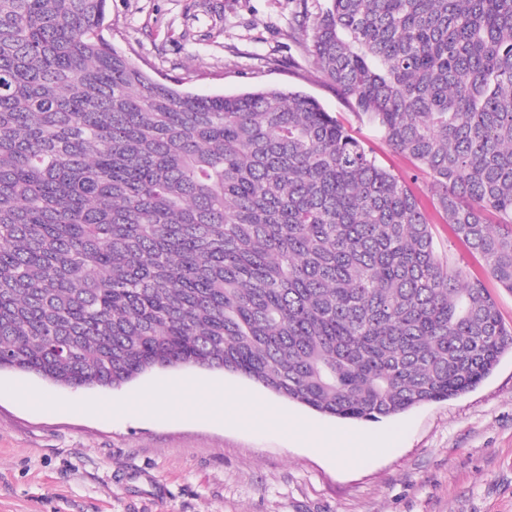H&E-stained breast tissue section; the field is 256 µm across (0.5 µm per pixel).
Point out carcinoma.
<instances>
[{
    "label": "carcinoma",
    "mask_w": 512,
    "mask_h": 512,
    "mask_svg": "<svg viewBox=\"0 0 512 512\" xmlns=\"http://www.w3.org/2000/svg\"><path fill=\"white\" fill-rule=\"evenodd\" d=\"M107 10L0 0V371L194 366L377 422L512 352L483 280L315 98L182 92L105 39ZM313 30L324 80L512 292V0H326Z\"/></svg>",
    "instance_id": "carcinoma-1"
}]
</instances>
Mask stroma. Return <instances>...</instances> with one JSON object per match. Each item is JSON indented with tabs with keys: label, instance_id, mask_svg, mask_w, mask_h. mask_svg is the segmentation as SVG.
Wrapping results in <instances>:
<instances>
[{
	"label": "stroma",
	"instance_id": "1",
	"mask_svg": "<svg viewBox=\"0 0 512 512\" xmlns=\"http://www.w3.org/2000/svg\"><path fill=\"white\" fill-rule=\"evenodd\" d=\"M109 0L106 38L155 77L200 95L296 89L402 178L436 247L483 278L502 321L512 293L436 211L431 179L327 84L303 45L324 0ZM221 28L206 40L211 27ZM189 386L188 411L148 415L134 400ZM224 406L213 410L211 397ZM275 421L244 418V400ZM352 431L354 454L324 448ZM0 512H512V353L481 384L377 422L322 416L247 378L177 368L116 391L71 390L0 372Z\"/></svg>",
	"mask_w": 512,
	"mask_h": 512
}]
</instances>
